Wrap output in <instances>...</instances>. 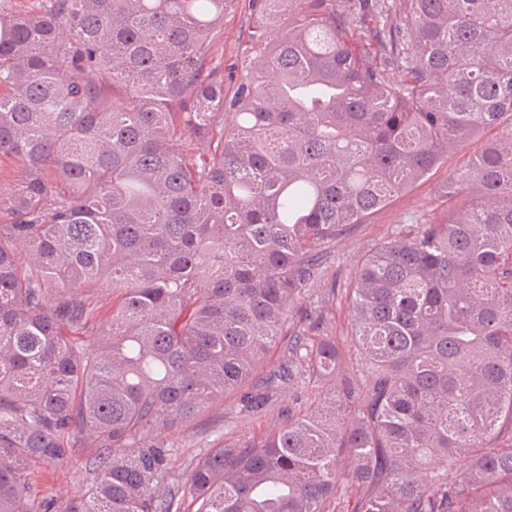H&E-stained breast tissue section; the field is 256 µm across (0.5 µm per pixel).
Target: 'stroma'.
I'll return each instance as SVG.
<instances>
[{
    "instance_id": "1",
    "label": "stroma",
    "mask_w": 512,
    "mask_h": 512,
    "mask_svg": "<svg viewBox=\"0 0 512 512\" xmlns=\"http://www.w3.org/2000/svg\"><path fill=\"white\" fill-rule=\"evenodd\" d=\"M223 28L224 40L218 54L224 59L225 71L240 72L247 48V22L241 9L232 6L225 11ZM445 176V171H438L429 180L398 196L370 223L355 225L326 244L324 276L297 305L298 312L305 314L315 309L322 316L321 321L307 327L311 340L328 337L343 351L354 352L347 288L357 265L375 245L403 231L411 216L423 213L438 216L437 188ZM339 385L335 378L301 377L256 413L241 411L238 398L233 394L212 404L185 427L167 433L166 439L174 447L168 461L169 478L183 483L191 462L215 448L243 447L280 427L288 417L321 407L327 395ZM94 453L92 438L81 436L67 464L33 466L30 478L38 493L39 505L45 506L47 512H62L68 500L83 496L94 477Z\"/></svg>"
}]
</instances>
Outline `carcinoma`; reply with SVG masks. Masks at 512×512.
<instances>
[{"label":"carcinoma","instance_id":"1","mask_svg":"<svg viewBox=\"0 0 512 512\" xmlns=\"http://www.w3.org/2000/svg\"><path fill=\"white\" fill-rule=\"evenodd\" d=\"M230 2L0 0V512H37L29 471L81 433L97 476L64 512H172L163 435L348 372L293 331L322 247L479 139L441 217L356 268L368 371L185 490L197 512H325L347 456L350 512H512V0H238L249 62L226 82ZM103 285L88 351L72 331ZM285 341L278 385L243 390ZM93 301L97 306L95 321L85 329H77L74 334L80 338L84 348H91L97 338V332L103 323L112 313V289L111 288H95L93 292Z\"/></svg>","mask_w":512,"mask_h":512}]
</instances>
